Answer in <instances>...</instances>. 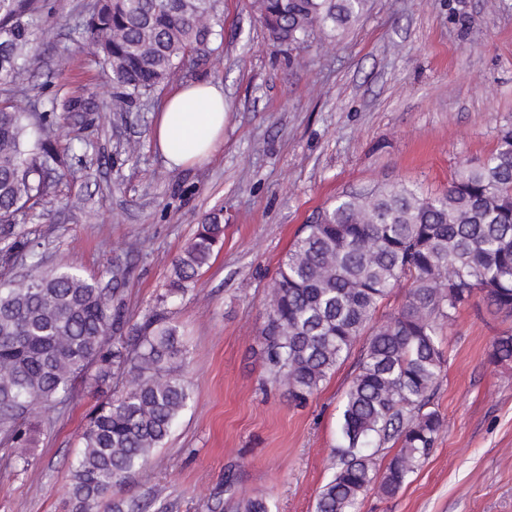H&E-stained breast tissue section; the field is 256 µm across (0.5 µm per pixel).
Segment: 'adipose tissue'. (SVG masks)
<instances>
[{"instance_id": "obj_1", "label": "adipose tissue", "mask_w": 512, "mask_h": 512, "mask_svg": "<svg viewBox=\"0 0 512 512\" xmlns=\"http://www.w3.org/2000/svg\"><path fill=\"white\" fill-rule=\"evenodd\" d=\"M224 108L223 88L210 81L189 83L166 100L154 139L168 168H191L222 150Z\"/></svg>"}]
</instances>
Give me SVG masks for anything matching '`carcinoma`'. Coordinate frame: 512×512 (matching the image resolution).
<instances>
[{
	"instance_id": "cac0c4a2",
	"label": "carcinoma",
	"mask_w": 512,
	"mask_h": 512,
	"mask_svg": "<svg viewBox=\"0 0 512 512\" xmlns=\"http://www.w3.org/2000/svg\"><path fill=\"white\" fill-rule=\"evenodd\" d=\"M218 0H97L80 27L109 73L120 112L149 96L194 61L218 24ZM368 0H254L274 44L305 50L317 30L340 32ZM51 31L34 0H0V86H13L34 31ZM35 112L0 104V223L48 194L60 161L47 149L53 129L31 138ZM223 212L204 216L173 266L170 294L187 289L224 238ZM402 305L379 316L394 288ZM119 289L104 288L67 267L0 281V433L24 446L35 433V404L74 397L81 381L103 400L81 435L70 466L71 512H93L161 447L187 408L180 374L185 345L178 327L155 313L125 336ZM481 295L491 311L512 317V127L486 159L466 163L448 189L425 196L405 184L350 192L303 225L277 272L259 344L270 383L297 407L359 348L340 409L332 478L316 512H358L371 488L395 495L417 472L442 430L433 408L445 358L443 328ZM489 362L512 363V329L491 343ZM398 453L380 469L376 453Z\"/></svg>"
}]
</instances>
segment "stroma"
<instances>
[{"label":"stroma","instance_id":"1","mask_svg":"<svg viewBox=\"0 0 512 512\" xmlns=\"http://www.w3.org/2000/svg\"><path fill=\"white\" fill-rule=\"evenodd\" d=\"M96 3L45 0L50 35L33 40L17 85L0 89V100L36 102L72 170L0 224V279L32 273L33 258L10 248L24 239L43 267L115 284L130 323L164 311L178 326L192 403L114 497L146 512H231L255 497L272 512H314L354 362L303 408L265 388L258 338L276 272L301 225L336 197L389 183L436 194L489 155L512 125V0H369L342 34L316 32L293 54L273 46L253 0H219L222 33L197 64L121 112L98 111L115 90L78 30ZM198 80L224 87V148L172 170L156 118ZM216 210L222 246L194 287L169 296L174 259ZM505 327L476 299L445 330L440 436L410 483L390 498L367 492L360 512H512V365L489 362ZM96 403L78 387L66 407L38 410L34 447L0 441V512H69L70 462Z\"/></svg>","mask_w":512,"mask_h":512}]
</instances>
